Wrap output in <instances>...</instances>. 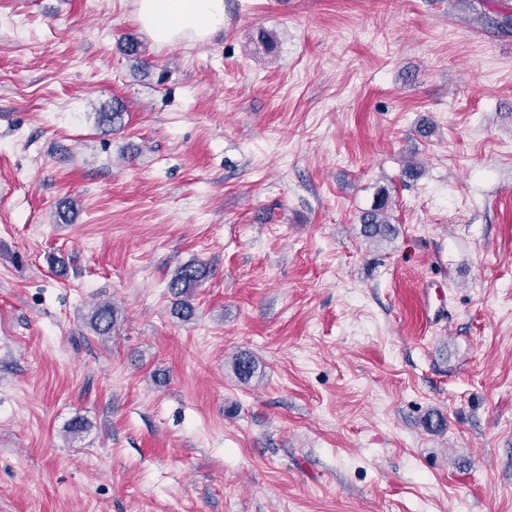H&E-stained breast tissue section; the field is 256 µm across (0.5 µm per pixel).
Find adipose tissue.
Instances as JSON below:
<instances>
[{"label": "adipose tissue", "mask_w": 512, "mask_h": 512, "mask_svg": "<svg viewBox=\"0 0 512 512\" xmlns=\"http://www.w3.org/2000/svg\"><path fill=\"white\" fill-rule=\"evenodd\" d=\"M142 28L162 45L203 41L224 25V0H138Z\"/></svg>", "instance_id": "adipose-tissue-1"}]
</instances>
